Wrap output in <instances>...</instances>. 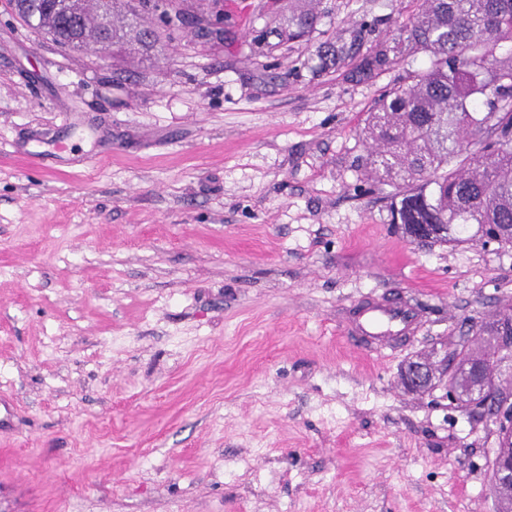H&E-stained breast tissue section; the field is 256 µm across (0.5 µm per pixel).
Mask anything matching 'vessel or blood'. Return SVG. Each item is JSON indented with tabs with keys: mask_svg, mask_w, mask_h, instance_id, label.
Here are the masks:
<instances>
[{
	"mask_svg": "<svg viewBox=\"0 0 512 512\" xmlns=\"http://www.w3.org/2000/svg\"><path fill=\"white\" fill-rule=\"evenodd\" d=\"M417 329L414 309L376 302L362 310L354 325L356 345L370 342L381 348L394 346Z\"/></svg>",
	"mask_w": 512,
	"mask_h": 512,
	"instance_id": "1",
	"label": "vessel or blood"
}]
</instances>
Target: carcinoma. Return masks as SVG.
<instances>
[{
    "label": "carcinoma",
    "instance_id": "carcinoma-1",
    "mask_svg": "<svg viewBox=\"0 0 512 512\" xmlns=\"http://www.w3.org/2000/svg\"><path fill=\"white\" fill-rule=\"evenodd\" d=\"M7 2L27 26L68 49L93 37L119 49L134 41L148 52L173 30L168 18L183 16L177 0H126L125 19L117 23L113 0H97L98 16L83 31L67 21L78 10L72 0ZM415 2L402 31L429 65L386 90L370 113L367 132L379 147L367 165L378 181L398 188L393 222L440 225L430 243L469 242L475 226L483 235L496 229L495 240L511 245L512 56L497 49L512 45V0ZM145 13L156 15L157 24H143ZM270 13L289 42L308 40L324 17L303 0H271ZM318 55L337 66L348 50L326 41ZM511 333V313L482 323L475 335L486 337L485 347L455 349L449 376L485 363L498 338Z\"/></svg>",
    "mask_w": 512,
    "mask_h": 512
}]
</instances>
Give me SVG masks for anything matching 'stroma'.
I'll return each mask as SVG.
<instances>
[{"instance_id": "stroma-1", "label": "stroma", "mask_w": 512, "mask_h": 512, "mask_svg": "<svg viewBox=\"0 0 512 512\" xmlns=\"http://www.w3.org/2000/svg\"><path fill=\"white\" fill-rule=\"evenodd\" d=\"M310 2L303 42L255 52L267 0H218L223 39L105 62L0 0V512H495L496 425L400 369L512 308V245L413 242L369 173L365 118L428 64L412 0ZM38 135L75 152L27 164ZM370 299L418 332L354 347Z\"/></svg>"}]
</instances>
